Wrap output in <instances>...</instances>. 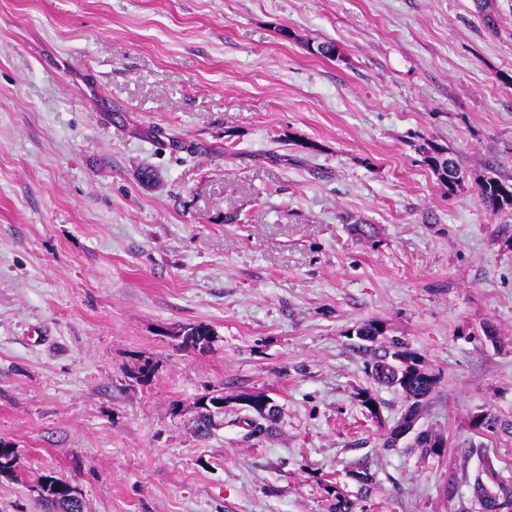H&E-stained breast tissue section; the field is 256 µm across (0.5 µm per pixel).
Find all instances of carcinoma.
Masks as SVG:
<instances>
[{
  "instance_id": "1",
  "label": "carcinoma",
  "mask_w": 512,
  "mask_h": 512,
  "mask_svg": "<svg viewBox=\"0 0 512 512\" xmlns=\"http://www.w3.org/2000/svg\"><path fill=\"white\" fill-rule=\"evenodd\" d=\"M475 6L484 27L490 32L497 30V0H475ZM419 151L426 163L439 178L448 194L456 193L464 182L463 172L458 162L450 156L446 148L433 144L422 145ZM478 196L481 202L493 210H512V174L494 173L477 182ZM382 335L378 321L368 320L355 329V336L365 342H371ZM178 345L185 348L204 349L214 341L212 331L204 324H188L180 328L174 336ZM374 381L384 387L398 390L406 402L405 415L420 418L424 408L431 400L437 385V378L421 369L417 355L402 343L392 345L390 360H380L374 364ZM217 390L202 394L196 401L195 436L203 441L210 438L219 426L223 425L224 409L214 404ZM240 421L247 427V436L272 438L277 434L278 418L274 413L267 415L258 408L244 411ZM477 429H494L496 427L512 434V422L499 425L498 417L491 411L478 414L473 419ZM414 446L420 449L424 457L441 455L436 448L435 435L427 430H419L414 435ZM16 452L9 443L0 441V474L14 471ZM72 491V486L61 481L57 488H44L42 502L50 508L64 503ZM475 498L479 502L481 512H512V480L503 476L496 469L493 461L484 459L473 481Z\"/></svg>"
}]
</instances>
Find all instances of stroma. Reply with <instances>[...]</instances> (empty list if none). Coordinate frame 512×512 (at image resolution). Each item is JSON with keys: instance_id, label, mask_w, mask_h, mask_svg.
I'll return each instance as SVG.
<instances>
[{"instance_id": "35a3bbf8", "label": "stroma", "mask_w": 512, "mask_h": 512, "mask_svg": "<svg viewBox=\"0 0 512 512\" xmlns=\"http://www.w3.org/2000/svg\"><path fill=\"white\" fill-rule=\"evenodd\" d=\"M498 5L491 33L473 0H0V512H46L51 476L86 512H327L335 491L480 512L483 456L512 472V434L472 426L512 422V211L476 185L512 172ZM199 322L211 349L179 348ZM395 339L438 380L418 426L442 455L382 445L406 402L371 373ZM218 386L202 442L194 403ZM252 391L280 409L273 439L237 423ZM419 151L424 163L433 170L448 193H456L464 182V175L458 162L450 156L448 148L427 144L420 145Z\"/></svg>"}]
</instances>
